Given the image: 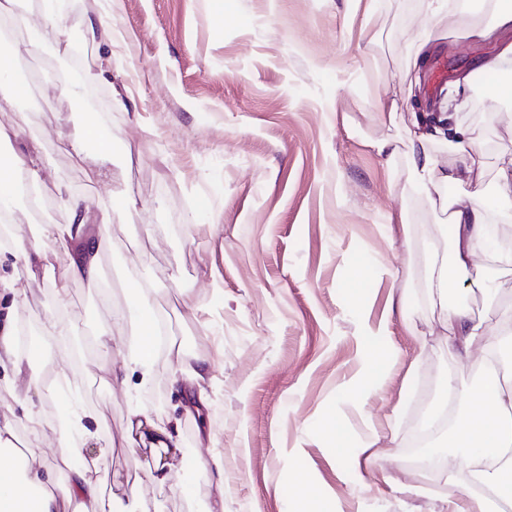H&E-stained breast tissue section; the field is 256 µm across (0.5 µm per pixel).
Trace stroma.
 <instances>
[{
	"label": "stroma",
	"instance_id": "1",
	"mask_svg": "<svg viewBox=\"0 0 512 512\" xmlns=\"http://www.w3.org/2000/svg\"><path fill=\"white\" fill-rule=\"evenodd\" d=\"M75 3L68 23L83 62L116 71L99 89L121 91L123 106H81L60 78L71 49L49 29L44 50L28 58L40 77L35 97L0 87V126L22 125L0 157L35 156L41 175L42 218L19 209L15 234L48 257L32 274L0 265L19 279L17 293L0 294V319L40 328L51 317L73 330L44 337L41 356L25 359L36 389L13 388L0 369V422H11L16 447L65 478L54 429L76 404L102 422L81 447L114 512L136 496L142 512H289L308 483L329 512H436L448 485L443 473L410 471L409 440L446 384L479 389L480 363L449 355L446 307L426 286L431 253L452 257L454 242L439 206L406 184L414 113L405 97L415 89L429 112L457 79L477 73L494 47L466 32L485 16L463 8L453 30L439 18L440 39L418 70L412 44L429 0H378L373 42L360 35L363 0ZM104 11L106 59L86 33ZM367 57L379 65L368 83ZM492 93L470 84L468 99L485 108L457 113L480 141L476 153L429 146L438 166L471 169L489 192L512 163V111ZM390 102L397 117L386 124L380 107ZM94 121L112 132L110 156L83 138ZM381 137L394 141V155L371 147ZM60 183L85 197L103 239L99 285L69 279L40 234L67 221ZM107 197L118 209L105 224L98 204ZM477 277L494 295L474 290ZM144 282L159 290L155 307L174 350L156 354L140 387L100 372L98 326L111 322L112 349L123 350L129 292ZM448 292L497 339L492 298H512V272L487 261L456 275ZM402 293L400 310L393 300ZM63 350L64 382L55 378ZM178 350L208 358V374L183 381ZM32 403L44 431L27 417ZM134 403L177 428L184 456L175 489L145 482L149 450L122 443ZM368 452L379 458L370 473ZM400 482L421 495L400 494Z\"/></svg>",
	"mask_w": 512,
	"mask_h": 512
}]
</instances>
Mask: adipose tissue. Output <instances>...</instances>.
Instances as JSON below:
<instances>
[{"label": "adipose tissue", "mask_w": 512, "mask_h": 512, "mask_svg": "<svg viewBox=\"0 0 512 512\" xmlns=\"http://www.w3.org/2000/svg\"><path fill=\"white\" fill-rule=\"evenodd\" d=\"M478 5L489 14L490 21L477 35L498 45L497 53L483 60L482 68L495 73L504 64L512 63V40L506 38L507 33H512V0H478ZM40 17L36 23L25 13L13 16L27 33L29 53L42 50L43 30L47 27L55 31L59 42L69 43L71 29L64 14L47 6ZM464 104L460 84H453L440 102L439 114L426 119L424 131L409 139L408 183L418 194L436 198L452 227L453 261L431 262L426 274L428 288L442 298L447 297L448 283L456 272L483 257L487 233L488 209L481 202L480 189L444 194L445 186L463 183L464 174L456 168L438 167L427 148L430 141L438 139L467 154L476 150L473 132L454 120L455 111ZM21 182L39 185L34 159L15 154L0 161V214L15 213L12 187ZM57 192L69 219L64 224L46 225L44 232L62 248L70 279L98 284L102 242L88 227L85 200L63 185L58 186ZM155 294V288L148 284L132 289V332L127 349L117 361L104 356L99 365L102 373L117 378L135 371L148 375L156 353ZM447 330L451 354L474 349L481 360H488L492 347L484 342L482 326L464 311H449ZM460 402L467 412L448 434V444L456 450L455 462L448 469V482L456 490L444 497L442 512H512V375L482 384L477 394L462 393ZM129 431L153 452L147 479L160 487L170 485L172 461L182 452L177 434L137 407L130 413ZM101 497L102 489L92 479L90 467L69 468L65 482L57 483L42 473L33 457L20 454L13 443L11 425L0 424V512H81L86 502Z\"/></svg>", "instance_id": "ef3b65f1"}]
</instances>
